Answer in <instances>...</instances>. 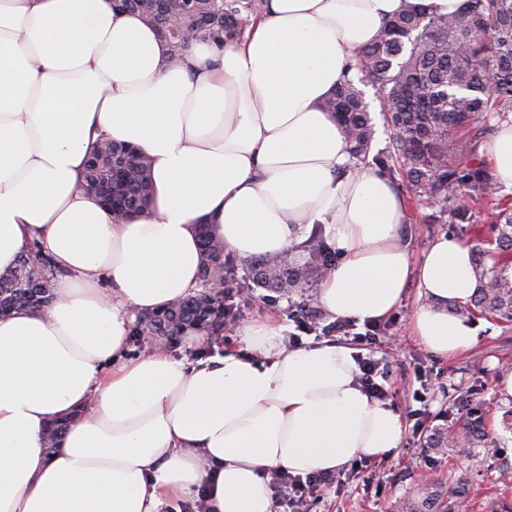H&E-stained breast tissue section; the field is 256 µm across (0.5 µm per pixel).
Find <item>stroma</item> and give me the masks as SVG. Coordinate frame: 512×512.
<instances>
[{
	"mask_svg": "<svg viewBox=\"0 0 512 512\" xmlns=\"http://www.w3.org/2000/svg\"><path fill=\"white\" fill-rule=\"evenodd\" d=\"M394 185L407 207L399 237L412 261H420L433 239L446 234L471 242L473 233L492 239L496 214L512 208V194L488 197L459 195L448 202V221L429 220V208L419 206L403 180ZM419 303L417 284H409L401 304L364 354L387 362L390 404L403 421L400 448L378 460H356L340 468V483L313 503L311 512H400L402 502L419 487L436 490L449 478L470 489V512H512V398L501 395L504 365H512V320L477 314V342L465 354L442 357L411 336L409 320ZM427 391L426 402L414 400V390ZM481 417L485 435L468 452H460L454 438L464 437L471 418ZM452 443L437 451V436Z\"/></svg>",
	"mask_w": 512,
	"mask_h": 512,
	"instance_id": "35a3bbf8",
	"label": "stroma"
}]
</instances>
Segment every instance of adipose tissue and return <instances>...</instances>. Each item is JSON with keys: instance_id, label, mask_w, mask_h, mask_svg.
I'll list each match as a JSON object with an SVG mask.
<instances>
[{"instance_id": "ef3b65f1", "label": "adipose tissue", "mask_w": 512, "mask_h": 512, "mask_svg": "<svg viewBox=\"0 0 512 512\" xmlns=\"http://www.w3.org/2000/svg\"><path fill=\"white\" fill-rule=\"evenodd\" d=\"M463 2L268 0L243 38L199 37L173 67L112 0H0V273L34 241L63 271L45 311L0 318V512H159L197 495L208 512H273L270 471L332 473L399 448V413L363 392L347 346H285L270 316L235 329L244 349L189 365L165 347L131 354L129 324L196 287L197 225L244 260L319 226L342 253L318 288L326 313L387 317L414 280L412 335L468 351L475 327L444 310L479 288L468 246L442 235L413 262L403 199L351 165L321 108L386 19ZM103 136L152 161L150 206L125 220L76 189ZM484 155L511 193V112Z\"/></svg>"}]
</instances>
